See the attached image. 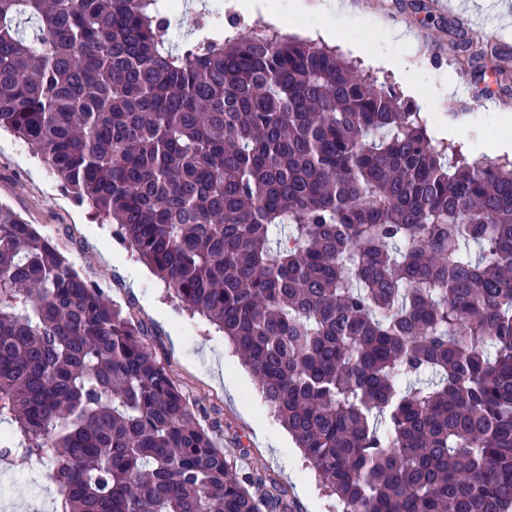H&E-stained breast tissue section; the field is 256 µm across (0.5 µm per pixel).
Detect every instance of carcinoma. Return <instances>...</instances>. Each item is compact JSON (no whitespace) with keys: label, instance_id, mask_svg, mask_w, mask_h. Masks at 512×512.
I'll return each mask as SVG.
<instances>
[{"label":"carcinoma","instance_id":"obj_1","mask_svg":"<svg viewBox=\"0 0 512 512\" xmlns=\"http://www.w3.org/2000/svg\"><path fill=\"white\" fill-rule=\"evenodd\" d=\"M376 83L274 29L175 44L165 0H0V129L223 331L336 508L512 512V159ZM1 423L59 512H295L3 203Z\"/></svg>","mask_w":512,"mask_h":512}]
</instances>
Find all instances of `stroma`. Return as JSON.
I'll return each mask as SVG.
<instances>
[{"instance_id": "stroma-1", "label": "stroma", "mask_w": 512, "mask_h": 512, "mask_svg": "<svg viewBox=\"0 0 512 512\" xmlns=\"http://www.w3.org/2000/svg\"><path fill=\"white\" fill-rule=\"evenodd\" d=\"M225 22L240 32L264 27L265 6H277L284 34L309 36L289 12L290 0H257L252 11L222 0ZM356 25L337 24L336 47L358 60L378 82L394 84L420 111L441 117V137L465 144L483 140L491 156H512L504 142L501 113L512 114V12L472 9L465 0H354ZM406 27L414 36L410 58L417 86L382 64L402 48L387 42L381 24ZM459 79L458 97H448V78ZM0 202L51 237L79 274L103 289L148 332L147 342L187 398L217 411L224 425L221 446L229 459L257 468L282 483L297 512H329L332 500L284 427L268 411L254 381L221 332L206 319L189 316L164 284L135 261L115 227L79 203L32 150L0 132ZM57 486L37 464L0 459V512H55Z\"/></svg>"}]
</instances>
